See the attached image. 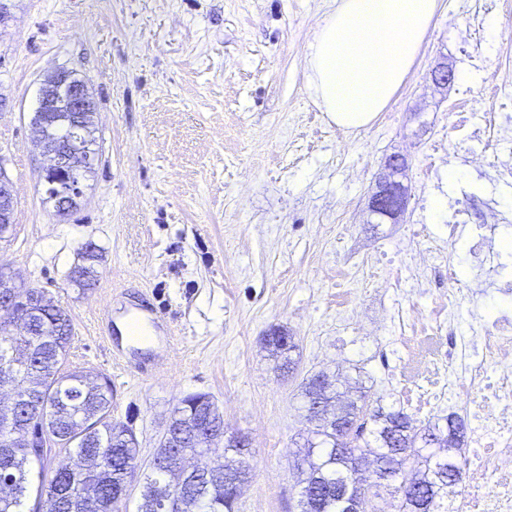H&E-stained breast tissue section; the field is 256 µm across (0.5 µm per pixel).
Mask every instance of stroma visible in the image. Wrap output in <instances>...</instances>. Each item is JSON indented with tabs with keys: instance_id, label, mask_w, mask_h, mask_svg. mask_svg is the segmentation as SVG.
Returning <instances> with one entry per match:
<instances>
[{
	"instance_id": "stroma-1",
	"label": "stroma",
	"mask_w": 512,
	"mask_h": 512,
	"mask_svg": "<svg viewBox=\"0 0 512 512\" xmlns=\"http://www.w3.org/2000/svg\"><path fill=\"white\" fill-rule=\"evenodd\" d=\"M335 0H12L0 30V168L14 188L0 272L47 292L69 313L65 367L107 377L112 420L127 426L148 467L174 407L209 394L224 434L245 435L251 478L240 512H300L293 454L316 424L302 386L325 373L362 384L387 410L414 316L448 288L446 267L417 287L405 225L425 222L413 249L434 247L461 191L512 208V186L488 182L453 155L448 97L430 96L432 67L474 58L512 38L500 0H439L403 84L366 127L321 112L308 86L307 44ZM478 8V33L467 11ZM87 79L97 107L95 172L66 221L48 202L31 119L46 72ZM410 156L402 223L363 211L386 158ZM101 258L91 286L70 279L86 243ZM398 280L400 294L374 292ZM363 324L336 323L342 300ZM150 303L171 332L167 359L141 371L116 360L101 325ZM287 330L291 370L264 346Z\"/></svg>"
}]
</instances>
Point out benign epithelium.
<instances>
[{
  "label": "benign epithelium",
  "mask_w": 512,
  "mask_h": 512,
  "mask_svg": "<svg viewBox=\"0 0 512 512\" xmlns=\"http://www.w3.org/2000/svg\"><path fill=\"white\" fill-rule=\"evenodd\" d=\"M455 79L453 67L446 61L439 62L431 72L432 89L445 95ZM42 97L55 100L59 103V111L79 118L86 112L94 111V101L87 83L76 78L69 70L58 69L47 74L42 81ZM31 124L36 133L37 146L46 158L44 174L62 178L68 169L84 160L79 147L70 144L63 149L52 139L44 108L37 109ZM407 170L408 162L403 154L395 153L386 160L377 176L375 190L368 199L366 222L375 219L387 224L400 223L409 201V187L405 184ZM81 197L82 190L78 185L52 196L56 216L63 218L73 211ZM13 204L12 184L7 177L0 175V209L10 211Z\"/></svg>",
  "instance_id": "obj_1"
}]
</instances>
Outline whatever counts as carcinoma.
Returning a JSON list of instances; mask_svg holds the SVG:
<instances>
[{"label": "carcinoma", "mask_w": 512, "mask_h": 512, "mask_svg": "<svg viewBox=\"0 0 512 512\" xmlns=\"http://www.w3.org/2000/svg\"><path fill=\"white\" fill-rule=\"evenodd\" d=\"M98 254L86 246L84 265L74 267L73 282L87 286L94 280ZM17 303L0 291V372L19 386L17 399L0 398V512H119L135 476L137 448L133 434L112 423V387L105 379L81 371L63 370L73 327L69 314L57 304L28 313L44 296L39 288L21 291ZM266 345L291 364L293 337L278 330ZM319 377L304 383L307 411L318 402L341 404L344 415L356 422L346 434L336 429V416H322L315 434L297 464L301 512H344L342 495L354 491L362 504L378 489L394 490L398 512H448L441 500L459 480H448V468L462 474L466 466L463 437L454 444L460 453L450 459L441 448L448 432L464 421L450 415L446 427L418 426L402 410H369L363 395L342 403L344 393L317 390ZM146 475V490L136 512H235L236 485L248 480L251 456L245 436L223 440L222 415L206 394H190L175 408ZM225 441L224 459H211V446ZM57 446L68 462L42 480L30 510H23L29 493L30 464L42 461ZM370 453L390 461L386 481L375 477L362 484L358 460Z\"/></svg>", "instance_id": "1"}]
</instances>
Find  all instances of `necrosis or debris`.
<instances>
[{
  "label": "necrosis or debris",
  "instance_id": "1",
  "mask_svg": "<svg viewBox=\"0 0 512 512\" xmlns=\"http://www.w3.org/2000/svg\"><path fill=\"white\" fill-rule=\"evenodd\" d=\"M477 104L468 87L449 103L458 132L455 148L474 169L491 170L500 182L512 181V164L501 161L496 153L470 149L469 127ZM475 216L480 219L476 225L471 222ZM506 221L505 212L489 202L476 209L462 199L448 212L449 242L468 234L473 268L487 274L496 293L505 298L512 296V272L502 258L512 253V243H496L493 233ZM448 282L450 289L432 317L414 322L424 341L406 350L399 397L414 410L430 413L450 401L472 417L457 512H512V314L504 310L495 316L484 306L474 307L469 335H458L449 319L470 290L456 268H449Z\"/></svg>",
  "mask_w": 512,
  "mask_h": 512
}]
</instances>
